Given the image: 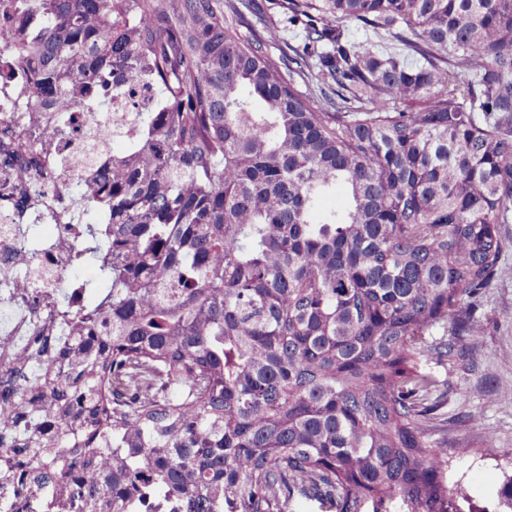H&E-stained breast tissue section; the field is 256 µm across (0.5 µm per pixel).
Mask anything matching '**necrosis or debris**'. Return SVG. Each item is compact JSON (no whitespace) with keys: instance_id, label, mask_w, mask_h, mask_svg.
Wrapping results in <instances>:
<instances>
[{"instance_id":"4bbe7bcc","label":"necrosis or debris","mask_w":512,"mask_h":512,"mask_svg":"<svg viewBox=\"0 0 512 512\" xmlns=\"http://www.w3.org/2000/svg\"><path fill=\"white\" fill-rule=\"evenodd\" d=\"M34 90L28 76L18 73L0 83V137H14L26 118L24 108ZM150 101L109 103L106 111L81 107L64 117L72 130L66 147L51 146L45 155V169L37 179H30L9 150L0 151V267L13 271L12 280L0 281V333H14L19 310L29 317L51 319L55 299L63 285L69 266L66 254L72 243L66 225L58 223L50 209H43L30 220L31 233L19 235L11 230L17 219L12 205L23 191L44 193L54 204H62L57 189L67 184L70 190L84 188L79 166L87 153L89 131L108 134L112 131V114L124 111L129 119L146 111ZM0 512H100L99 507L84 506L56 495L52 487L29 485L0 489Z\"/></svg>"}]
</instances>
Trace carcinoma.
<instances>
[{
  "label": "carcinoma",
  "instance_id": "carcinoma-1",
  "mask_svg": "<svg viewBox=\"0 0 512 512\" xmlns=\"http://www.w3.org/2000/svg\"><path fill=\"white\" fill-rule=\"evenodd\" d=\"M241 4L0 0V79L37 87L17 149L66 141L77 103L156 95L68 193L70 266L110 288L0 337V488L87 483L108 512H464L419 359L452 355L437 325L479 333L505 249L512 0H288L321 25L286 58L240 35ZM345 24L348 28L349 34L357 41L371 40L376 44H380L382 47H396V42L393 41L389 35L385 34L384 31H380L381 33H375L371 29L365 28L362 24L356 21H349ZM281 512H336V509L326 501L303 496H295L286 503H281Z\"/></svg>",
  "mask_w": 512,
  "mask_h": 512
}]
</instances>
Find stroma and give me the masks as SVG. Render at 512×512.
I'll return each mask as SVG.
<instances>
[{
	"mask_svg": "<svg viewBox=\"0 0 512 512\" xmlns=\"http://www.w3.org/2000/svg\"><path fill=\"white\" fill-rule=\"evenodd\" d=\"M253 12L279 23V34L244 25L246 38L262 37L271 56L303 42L301 27L288 24V0H252ZM507 247L487 288L473 303L482 326L479 336L460 329L432 328L430 339L448 336L452 358L421 357L420 367L441 383L434 399L433 440L447 454L448 479L462 483L476 512H503L500 491L512 478V223L501 225Z\"/></svg>",
	"mask_w": 512,
	"mask_h": 512,
	"instance_id": "35a3bbf8",
	"label": "stroma"
}]
</instances>
